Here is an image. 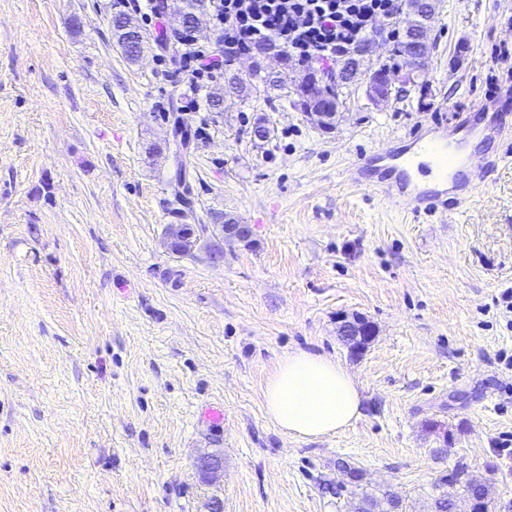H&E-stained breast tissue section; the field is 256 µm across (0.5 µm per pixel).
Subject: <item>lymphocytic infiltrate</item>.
Segmentation results:
<instances>
[{"label": "lymphocytic infiltrate", "mask_w": 512, "mask_h": 512, "mask_svg": "<svg viewBox=\"0 0 512 512\" xmlns=\"http://www.w3.org/2000/svg\"><path fill=\"white\" fill-rule=\"evenodd\" d=\"M217 45L192 31L179 36V70L190 87L218 81L225 58L261 43L287 50L299 65H335L378 26L393 20L400 0H208Z\"/></svg>", "instance_id": "f902f5d3"}]
</instances>
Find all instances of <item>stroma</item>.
Segmentation results:
<instances>
[{"instance_id": "obj_1", "label": "stroma", "mask_w": 512, "mask_h": 512, "mask_svg": "<svg viewBox=\"0 0 512 512\" xmlns=\"http://www.w3.org/2000/svg\"><path fill=\"white\" fill-rule=\"evenodd\" d=\"M112 0H0V512H351L338 462L404 512H430L457 463L512 512V134L450 215L413 217L372 189L387 160L447 112L482 128L486 78L512 90V0H439L425 85L363 88L326 130L279 91L189 92L167 11L130 61ZM270 130L255 139L257 123ZM200 222L250 225L224 258L172 254L169 180ZM375 330L354 351L339 334ZM302 348L338 358L364 397L341 434L298 439L263 386ZM223 411L213 422L208 412ZM220 469L201 471L202 457Z\"/></svg>"}]
</instances>
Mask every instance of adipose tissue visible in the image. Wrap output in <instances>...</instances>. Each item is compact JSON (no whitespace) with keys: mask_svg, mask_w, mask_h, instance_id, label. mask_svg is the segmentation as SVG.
Returning a JSON list of instances; mask_svg holds the SVG:
<instances>
[{"mask_svg":"<svg viewBox=\"0 0 512 512\" xmlns=\"http://www.w3.org/2000/svg\"><path fill=\"white\" fill-rule=\"evenodd\" d=\"M263 406L269 421L299 439L336 435L363 415V397L347 367L300 348L279 359L265 383Z\"/></svg>","mask_w":512,"mask_h":512,"instance_id":"obj_1","label":"adipose tissue"}]
</instances>
